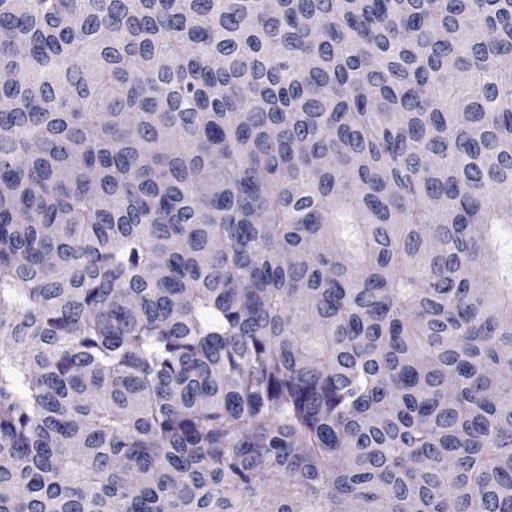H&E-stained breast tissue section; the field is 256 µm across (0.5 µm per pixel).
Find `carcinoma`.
Listing matches in <instances>:
<instances>
[{"instance_id": "obj_1", "label": "carcinoma", "mask_w": 512, "mask_h": 512, "mask_svg": "<svg viewBox=\"0 0 512 512\" xmlns=\"http://www.w3.org/2000/svg\"><path fill=\"white\" fill-rule=\"evenodd\" d=\"M0 512H512V0H0Z\"/></svg>"}]
</instances>
